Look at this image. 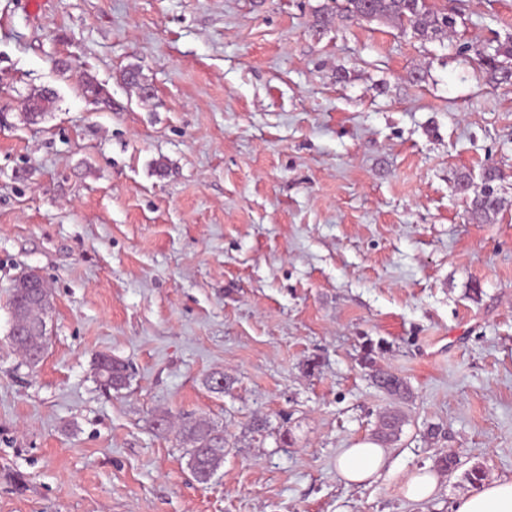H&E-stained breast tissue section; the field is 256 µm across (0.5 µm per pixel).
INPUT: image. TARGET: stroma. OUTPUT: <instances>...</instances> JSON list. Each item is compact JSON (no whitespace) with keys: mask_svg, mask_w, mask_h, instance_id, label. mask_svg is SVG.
I'll return each mask as SVG.
<instances>
[{"mask_svg":"<svg viewBox=\"0 0 512 512\" xmlns=\"http://www.w3.org/2000/svg\"><path fill=\"white\" fill-rule=\"evenodd\" d=\"M330 2L0 0V512H453L473 466L512 480V84L477 56L512 0H431L459 14L440 40L319 27ZM30 269L54 300L34 368L9 344ZM388 411V465L346 485L338 456ZM162 412L223 431L208 482ZM424 470L436 491L411 501ZM56 94L54 90L42 88L30 95L27 104V118L34 121L48 112L55 103ZM499 179L495 169H487L484 173L485 187L480 195L473 200V215L476 219L488 221L494 218L500 208V202L495 195L492 183ZM96 374L108 389L120 390L127 383V367L124 363L107 355H101L96 361Z\"/></svg>","mask_w":512,"mask_h":512,"instance_id":"35a3bbf8","label":"stroma"}]
</instances>
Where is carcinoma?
I'll return each mask as SVG.
<instances>
[{
    "label": "carcinoma",
    "mask_w": 512,
    "mask_h": 512,
    "mask_svg": "<svg viewBox=\"0 0 512 512\" xmlns=\"http://www.w3.org/2000/svg\"><path fill=\"white\" fill-rule=\"evenodd\" d=\"M340 11L348 17L367 20H386L400 28H410L421 39H439L455 32L457 14L438 9L428 0H341ZM491 80L497 83L512 82V37L500 42L492 53H481ZM54 90L42 88L30 95L27 118L34 121L49 111L55 103ZM499 179L494 169L484 173L485 187L473 200L475 218L488 221L497 214L500 202L492 183ZM11 308L13 318L22 321L41 322L44 312L31 307L29 293L25 288L12 286ZM96 374L108 389L120 390L127 383V367L124 363L107 355L96 361ZM386 393L398 399L408 395L406 381L396 374L388 376ZM402 418L395 413L383 415V430L379 438L389 441L401 431ZM179 435L190 446L189 466L195 478L206 482L224 463V440L213 436L215 428L203 418L185 417L179 425Z\"/></svg>",
    "instance_id": "1"
}]
</instances>
